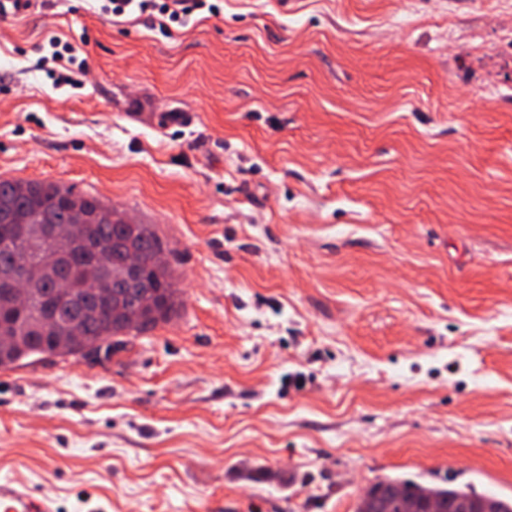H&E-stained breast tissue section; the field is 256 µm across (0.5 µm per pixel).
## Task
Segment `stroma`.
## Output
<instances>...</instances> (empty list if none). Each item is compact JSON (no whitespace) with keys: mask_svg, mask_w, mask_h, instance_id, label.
<instances>
[{"mask_svg":"<svg viewBox=\"0 0 512 512\" xmlns=\"http://www.w3.org/2000/svg\"><path fill=\"white\" fill-rule=\"evenodd\" d=\"M99 6L0 18V178L155 225L183 307L0 369V479L58 512L512 499V0H221L168 37ZM462 494L477 495L468 487L426 485L399 477H377L359 497L356 512H379L375 511L379 504L386 509L381 512H405L404 509L417 499H433L448 512V501L453 503Z\"/></svg>","mask_w":512,"mask_h":512,"instance_id":"35a3bbf8","label":"stroma"}]
</instances>
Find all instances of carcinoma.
<instances>
[{"label":"carcinoma","instance_id":"carcinoma-1","mask_svg":"<svg viewBox=\"0 0 512 512\" xmlns=\"http://www.w3.org/2000/svg\"><path fill=\"white\" fill-rule=\"evenodd\" d=\"M128 214L90 194L48 181L0 179V369L46 357H77L108 341L122 342L166 324L180 310L170 263L155 264L168 251L155 225L127 222ZM139 258L149 294L118 288L130 255ZM23 258L31 264L22 290L27 302L12 306L6 270ZM99 292L88 293L87 281ZM87 299L91 313L78 323L64 316L67 304ZM468 487L426 485L399 477L376 478L359 497L356 512H404L418 499L446 510Z\"/></svg>","mask_w":512,"mask_h":512}]
</instances>
